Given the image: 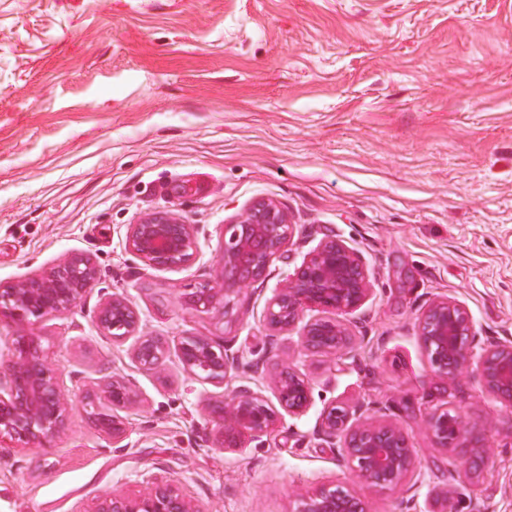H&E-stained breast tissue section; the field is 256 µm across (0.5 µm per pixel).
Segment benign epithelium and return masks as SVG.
Instances as JSON below:
<instances>
[{"label": "benign epithelium", "mask_w": 512, "mask_h": 512, "mask_svg": "<svg viewBox=\"0 0 512 512\" xmlns=\"http://www.w3.org/2000/svg\"><path fill=\"white\" fill-rule=\"evenodd\" d=\"M293 224L286 208L269 197L254 199L239 218L224 225L221 272L223 292L203 288L193 296L196 307L228 316V298L242 287L264 278L272 261L290 243ZM129 251L157 270H174L191 264L198 244L193 225L169 210H156L129 225ZM97 277L92 258L72 255L47 273L0 285V314L15 321L33 316L60 315L82 300ZM370 273L363 257L343 240H321L302 260L286 284L275 289L266 307L265 320L275 332L300 327L301 346L322 357L335 358L352 345L346 324L337 319L362 307L371 297ZM308 311L330 317L305 318ZM97 327L113 340L136 338L134 361L144 370L162 367L167 347L161 338L140 333L138 310L121 294L102 302L96 314ZM419 340L432 374L452 382L463 372L476 373L483 390L512 405V341L476 348L474 326L467 308L449 298L432 300L418 318ZM178 359L190 375L206 382H222L233 363L229 349L207 336H191L178 347ZM6 380H0V439L30 446L55 433L68 414L61 386L47 367L38 336L18 334L12 339ZM112 406L106 433L116 447L126 437V424L119 411L136 397L132 385L114 378L105 386ZM277 404L260 392L241 389L215 410L213 422L232 447L244 435L268 434L280 412L304 414L311 404V383L290 366L274 380ZM366 404L335 403L320 415V433L340 449L353 471L381 490L404 488L415 473V453L402 428L383 416L367 415ZM426 427L441 448H456L466 434L460 415L438 408L426 419ZM453 484L433 492V500L451 512ZM91 512H203L175 484L155 485L144 495L114 490L98 499ZM296 512H367L363 499L344 486L321 487L301 497Z\"/></svg>", "instance_id": "obj_1"}]
</instances>
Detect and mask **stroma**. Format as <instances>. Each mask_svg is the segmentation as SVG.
Listing matches in <instances>:
<instances>
[{
	"instance_id": "35a3bbf8",
	"label": "stroma",
	"mask_w": 512,
	"mask_h": 512,
	"mask_svg": "<svg viewBox=\"0 0 512 512\" xmlns=\"http://www.w3.org/2000/svg\"><path fill=\"white\" fill-rule=\"evenodd\" d=\"M260 196L288 209L294 238L225 323L189 297L219 287L224 226ZM159 209L194 226L193 264L158 271L128 251L129 225ZM332 236L363 257L373 295L344 318L349 352L327 359L263 315ZM75 253L98 269L82 301L0 319V364L16 334L41 337L69 408L47 441L0 447V512H90L112 490L160 483L202 512H294L333 484L368 512H423L451 482L456 512H512V406L473 373L434 378L418 339L437 297L468 308L476 346L512 339V0H0V283ZM115 293L167 342L161 372L97 329ZM186 336L236 355L224 382L184 372ZM286 364L310 380L308 412L221 446L212 407L243 388L272 395ZM115 376L137 392L120 448L85 410ZM339 401L402 427L411 488L372 487L320 436L322 410ZM443 404L465 421L461 447L426 430ZM473 439L484 472L454 481Z\"/></svg>"
}]
</instances>
